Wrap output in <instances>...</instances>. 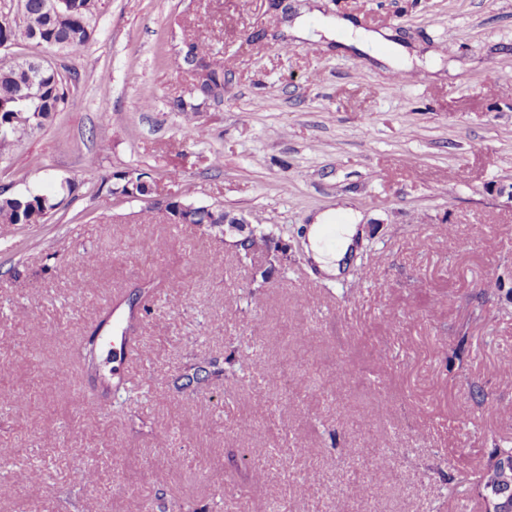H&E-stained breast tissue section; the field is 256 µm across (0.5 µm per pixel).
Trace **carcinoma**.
<instances>
[{
	"label": "carcinoma",
	"mask_w": 512,
	"mask_h": 512,
	"mask_svg": "<svg viewBox=\"0 0 512 512\" xmlns=\"http://www.w3.org/2000/svg\"><path fill=\"white\" fill-rule=\"evenodd\" d=\"M41 4L42 0H21L20 21L0 25V45H46L57 49L61 47L71 56L81 54L95 32L102 0H64L59 12L53 15L44 13ZM185 46L183 58L189 63L198 62L197 72L188 96L177 100L175 107L190 122L201 103L224 96V67L211 60L206 44L187 41ZM25 63L27 59L24 58L9 65H0V154L9 152L22 134L41 128L70 103L68 81L59 71L50 67L31 78L25 70ZM60 205L61 201L47 196L6 195L1 192L0 224H42ZM277 250L279 244L275 242L274 233L256 226L239 254L247 259L258 252ZM162 281L170 283V279L158 275L137 287L142 310H147V303ZM110 328L112 305L109 304L99 311L98 322L90 337L81 339L73 348L74 363L93 380L97 378L94 336L100 330ZM212 367L211 362L190 365L174 381L175 388L187 395L198 393L216 374ZM505 465L512 467V448L495 449L484 474L485 485L495 484Z\"/></svg>",
	"instance_id": "carcinoma-1"
}]
</instances>
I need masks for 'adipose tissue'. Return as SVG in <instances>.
Segmentation results:
<instances>
[{
    "label": "adipose tissue",
    "instance_id": "ef3b65f1",
    "mask_svg": "<svg viewBox=\"0 0 512 512\" xmlns=\"http://www.w3.org/2000/svg\"><path fill=\"white\" fill-rule=\"evenodd\" d=\"M362 234L356 218L336 224L330 213L319 214L307 230V256L323 276H340L347 269Z\"/></svg>",
    "mask_w": 512,
    "mask_h": 512
}]
</instances>
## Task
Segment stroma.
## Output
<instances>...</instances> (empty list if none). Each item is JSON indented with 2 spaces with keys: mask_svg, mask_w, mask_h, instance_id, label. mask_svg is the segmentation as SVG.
<instances>
[{
  "mask_svg": "<svg viewBox=\"0 0 512 512\" xmlns=\"http://www.w3.org/2000/svg\"><path fill=\"white\" fill-rule=\"evenodd\" d=\"M304 14L384 41L293 38ZM188 40L226 62L223 98L190 123L173 108ZM20 53L74 74L73 103L0 156V190L75 191L45 223L0 224V512H485L487 465L512 447V0H103L82 54ZM120 170L147 173L153 199L272 228L287 272L247 303L265 261L146 218L147 201L109 193ZM329 208L364 229L331 281L303 241ZM161 267L176 285L137 350L97 348L138 400L84 413L86 378L59 368ZM228 356L242 370L175 390L187 365Z\"/></svg>",
  "mask_w": 512,
  "mask_h": 512,
  "instance_id": "35a3bbf8",
  "label": "stroma"
}]
</instances>
